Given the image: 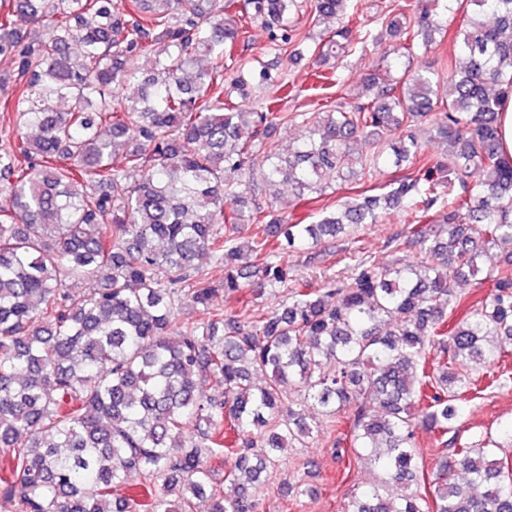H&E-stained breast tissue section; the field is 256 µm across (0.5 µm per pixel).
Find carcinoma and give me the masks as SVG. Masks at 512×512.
I'll return each mask as SVG.
<instances>
[{"label": "carcinoma", "mask_w": 512, "mask_h": 512, "mask_svg": "<svg viewBox=\"0 0 512 512\" xmlns=\"http://www.w3.org/2000/svg\"><path fill=\"white\" fill-rule=\"evenodd\" d=\"M466 2L467 59L445 62L442 111L428 72L372 75L366 101L295 113L310 134L283 156L260 148L288 114L224 99V73L259 20L287 45L306 41L288 27L297 0H0L11 62L0 119L15 132L0 145L1 500L19 512H194L206 498L210 512H256L251 490L309 433L311 408L325 423L348 415L350 446L383 471L345 512H512V460L458 440L460 402L501 386L482 382L506 362L495 339L512 341V159L498 122L512 0ZM440 7L407 18L389 4L393 52L427 44ZM314 12L347 18L307 48L324 63L357 41L362 3L314 0ZM418 121L448 145L445 161L430 163ZM357 146L364 177L387 149L411 172L309 224L248 206L254 166L303 200L354 172ZM392 209L403 228L385 247H418L411 265L381 268L344 246L352 274L315 288L281 262L290 249L312 261L347 225ZM488 246L508 248L505 264L480 266ZM203 255L224 267L222 284ZM81 277L98 287L71 292ZM470 279L489 290L466 308L457 287ZM245 288L256 299L286 288L288 301L256 319L214 303H240ZM186 299L205 318H182ZM420 423L441 453L429 477ZM388 484L409 490L393 497Z\"/></svg>", "instance_id": "1"}]
</instances>
